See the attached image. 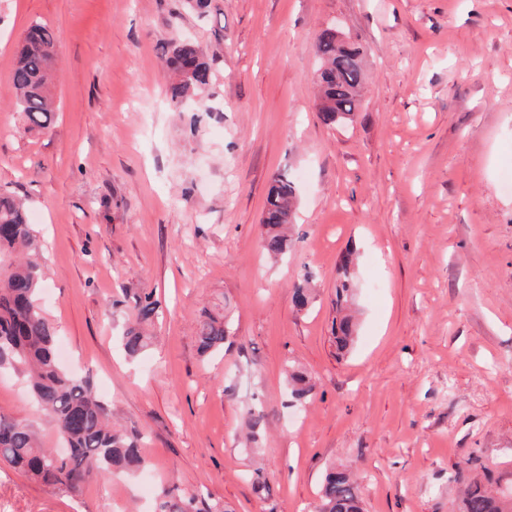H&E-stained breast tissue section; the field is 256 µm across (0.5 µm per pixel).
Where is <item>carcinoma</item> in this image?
Wrapping results in <instances>:
<instances>
[{
    "instance_id": "cac0c4a2",
    "label": "carcinoma",
    "mask_w": 512,
    "mask_h": 512,
    "mask_svg": "<svg viewBox=\"0 0 512 512\" xmlns=\"http://www.w3.org/2000/svg\"><path fill=\"white\" fill-rule=\"evenodd\" d=\"M55 33L41 23L31 24L21 38L12 69V85L18 111L27 129L46 128L54 118L50 83L55 51ZM318 115L325 125L354 121L360 104L365 75L360 47L345 41L335 28L316 37ZM170 72L165 94L174 105L198 96L211 84V65L205 54L187 40L172 42L166 52ZM296 185L286 173L273 179L264 204L263 250L272 259L288 253L292 241L286 228L294 223ZM355 252L344 259L343 276L336 285L337 313L334 340L342 351L355 341L357 327L345 313L352 296L351 269ZM309 279L294 288L295 307L303 311L312 302ZM44 288L43 250L23 203L0 192V370L27 377L37 407L66 443L65 452L43 447L37 421L0 413V459L29 479L53 487L66 495H77L103 474L134 476L146 467L137 440L129 436L80 376L63 370L56 352L57 329L40 303ZM136 322L122 336L125 354L138 358L149 345L144 327L158 317L160 305L149 293L139 299ZM233 336L225 314L209 313L197 323L200 352L224 351ZM292 402H305L314 390L308 372L299 366L288 369ZM200 492L184 494L176 487L161 490L154 512H226L224 504L212 500L206 508ZM317 512H362L357 484L348 468H333L320 486ZM458 512H512V500L498 498L485 484L474 481L464 491Z\"/></svg>"
}]
</instances>
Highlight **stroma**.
I'll return each mask as SVG.
<instances>
[{"mask_svg": "<svg viewBox=\"0 0 512 512\" xmlns=\"http://www.w3.org/2000/svg\"><path fill=\"white\" fill-rule=\"evenodd\" d=\"M34 22L57 35L56 114L29 131L11 72ZM328 27L366 70L356 121L331 128L315 99ZM183 38L214 73L200 106L163 93ZM282 171L298 210L273 263L259 219ZM0 189L41 240L62 363L149 461L76 496L0 463V512H154L172 483L231 512H315L326 469L349 464L363 512H448L487 471L512 488V0H212L203 18L188 0H0ZM351 246L343 355L331 323ZM148 293L163 313L131 360L118 336ZM220 310L235 335L201 355L196 325ZM294 364L315 382L300 405ZM0 411L36 414L11 372Z\"/></svg>", "mask_w": 512, "mask_h": 512, "instance_id": "obj_1", "label": "stroma"}]
</instances>
